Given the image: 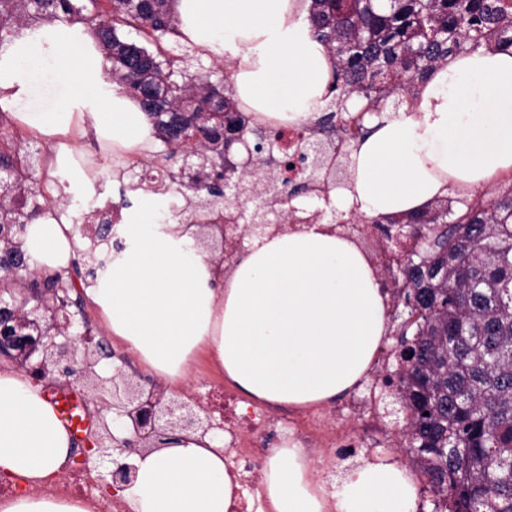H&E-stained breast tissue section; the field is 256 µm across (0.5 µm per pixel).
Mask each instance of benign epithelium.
Returning <instances> with one entry per match:
<instances>
[{
    "instance_id": "benign-epithelium-1",
    "label": "benign epithelium",
    "mask_w": 512,
    "mask_h": 512,
    "mask_svg": "<svg viewBox=\"0 0 512 512\" xmlns=\"http://www.w3.org/2000/svg\"><path fill=\"white\" fill-rule=\"evenodd\" d=\"M243 147L246 157L238 163H228L227 168L245 169L250 166L253 154L249 145L240 137L232 138L224 147V153L232 151L234 145ZM209 228L219 233L221 256L219 262L228 263L235 250L226 248L230 242L242 244L247 236L262 235L271 228L278 231L281 224H211ZM59 288H43L34 297L31 308L33 318L22 314L13 304L0 300V311L5 320L0 323V348L14 350L19 355V363L32 377L52 364L55 380L62 385L75 381L97 377L94 370L96 359L88 338L78 334L70 335L71 315L68 311L70 300L68 295H59ZM43 324L37 335L33 336L30 329L33 324ZM126 354L122 351L112 352V359L119 362L113 367L109 378L99 379L101 387L107 388L112 398L113 421L119 423L128 436L117 438L108 425H103L105 434L88 441L83 449L82 462L89 456L97 454L112 458L114 468L110 472L111 482L107 488H120L129 485L136 476V466L120 463L113 458V451L118 455L143 456L173 439V433L207 434L215 429L224 430V421L216 420L211 413L194 397L187 401H178L167 394L160 385H152L145 389L128 379L121 364L125 363Z\"/></svg>"
}]
</instances>
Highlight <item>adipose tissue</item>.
Segmentation results:
<instances>
[{"label": "adipose tissue", "instance_id": "1", "mask_svg": "<svg viewBox=\"0 0 512 512\" xmlns=\"http://www.w3.org/2000/svg\"><path fill=\"white\" fill-rule=\"evenodd\" d=\"M178 26L208 57L232 59L242 111L298 127L326 107L333 62L313 39L306 0H174ZM0 109L58 141L52 172L85 174L74 146L91 138L127 160L152 151V123L103 75L96 41L79 24L36 23L0 42ZM333 208L379 217L423 211L449 183L479 186L512 169V47L449 58L413 105L367 118ZM128 248L84 290L113 339L168 387L208 355L227 381L273 408L307 409L365 377L386 334L388 300L361 247L328 224L246 239L230 271L196 224H161L153 203L118 225ZM82 246L58 209L29 224L23 248L38 268L67 272ZM73 438L41 385L0 366V474L28 492L0 512H84L42 495L70 460ZM122 495L131 512H231L224 434H186L132 459ZM263 484L273 512H415L407 467L378 458L320 478L304 448H272Z\"/></svg>", "mask_w": 512, "mask_h": 512}]
</instances>
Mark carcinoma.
I'll use <instances>...</instances> for the list:
<instances>
[{"instance_id":"carcinoma-1","label":"carcinoma","mask_w":512,"mask_h":512,"mask_svg":"<svg viewBox=\"0 0 512 512\" xmlns=\"http://www.w3.org/2000/svg\"><path fill=\"white\" fill-rule=\"evenodd\" d=\"M317 40L332 58L327 114L294 154L275 157L279 140L238 109L231 62L212 61L218 81L183 65L171 0H0V42L36 22L83 24L96 39L109 81L135 97L169 160L143 164L151 176L119 190L122 210L141 190L183 201L182 215L203 224L221 212L226 139L244 135L253 164L235 174L239 202L253 224L288 209V200L325 178L331 139L318 133L367 134L366 117L424 83L448 58L512 46V0H312ZM134 32L137 38L128 34ZM354 101L356 107L348 106ZM29 138L0 137V257L28 264L30 274L0 270V298L17 302L36 288L74 287L22 250L26 225L51 203L29 202L34 186ZM294 165L300 178H278ZM373 223L410 228L413 247L399 264L404 288L396 305L399 361L384 384L409 413L411 458L429 479L432 512H512V184L496 197L440 199L423 212Z\"/></svg>"}]
</instances>
